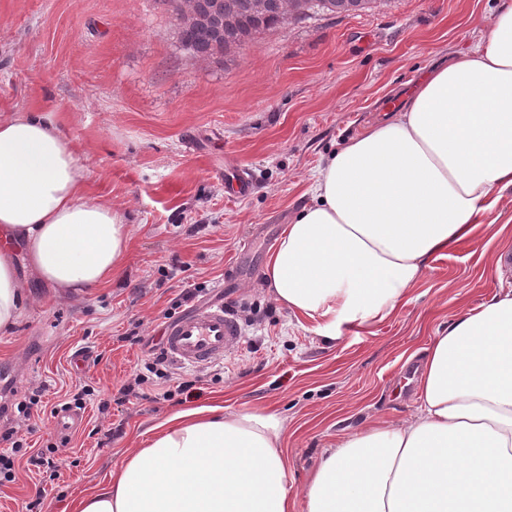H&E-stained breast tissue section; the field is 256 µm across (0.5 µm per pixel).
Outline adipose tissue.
Returning a JSON list of instances; mask_svg holds the SVG:
<instances>
[{
	"instance_id": "obj_1",
	"label": "adipose tissue",
	"mask_w": 512,
	"mask_h": 512,
	"mask_svg": "<svg viewBox=\"0 0 512 512\" xmlns=\"http://www.w3.org/2000/svg\"><path fill=\"white\" fill-rule=\"evenodd\" d=\"M48 116H0V332L23 310L15 244L80 291L125 262L122 209L90 200ZM512 190V0L466 52L436 60L406 106L347 139L282 230L266 292L325 342L392 316L430 260L473 236ZM419 406L325 448L302 512H512V287L451 320L417 369ZM276 414L200 408L162 422L76 512H292Z\"/></svg>"
}]
</instances>
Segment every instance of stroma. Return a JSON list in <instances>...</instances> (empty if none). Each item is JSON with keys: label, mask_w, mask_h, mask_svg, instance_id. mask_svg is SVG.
Here are the masks:
<instances>
[{"label": "stroma", "mask_w": 512, "mask_h": 512, "mask_svg": "<svg viewBox=\"0 0 512 512\" xmlns=\"http://www.w3.org/2000/svg\"><path fill=\"white\" fill-rule=\"evenodd\" d=\"M493 7L382 0L285 25L222 65L180 48L161 0H0V114L53 113L90 198L122 207L131 226L122 272L80 294H61L16 256L26 298L17 325L0 332V436L13 432L21 449L0 439V454L15 460L0 512H26L35 499L41 512H73L130 449L146 447L154 426L187 408L280 414L297 491L340 435L416 412L408 356L499 289L497 246L484 230L435 256L392 317L335 345L270 299L263 268L310 203L316 168L389 102L405 104L434 57L467 51ZM237 171L251 179L242 195L224 187ZM187 288L199 305L223 291L244 322L240 347L158 380L168 399L118 402ZM85 385L94 394L81 422L59 429L61 403ZM47 449L51 465L29 464Z\"/></svg>", "instance_id": "35a3bbf8"}]
</instances>
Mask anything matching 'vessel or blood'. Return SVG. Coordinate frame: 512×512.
I'll return each instance as SVG.
<instances>
[{"instance_id":"vessel-or-blood-1","label":"vessel or blood","mask_w":512,"mask_h":512,"mask_svg":"<svg viewBox=\"0 0 512 512\" xmlns=\"http://www.w3.org/2000/svg\"><path fill=\"white\" fill-rule=\"evenodd\" d=\"M242 336L240 323L217 301L173 317L163 330V344L175 362L201 367L233 352Z\"/></svg>"}]
</instances>
